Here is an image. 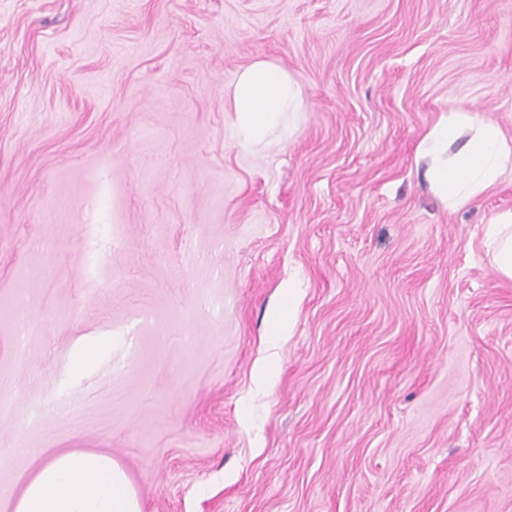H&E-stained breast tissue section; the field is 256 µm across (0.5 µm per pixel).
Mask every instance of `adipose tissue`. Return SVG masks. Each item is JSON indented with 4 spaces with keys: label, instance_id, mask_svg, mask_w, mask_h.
I'll return each instance as SVG.
<instances>
[{
    "label": "adipose tissue",
    "instance_id": "adipose-tissue-1",
    "mask_svg": "<svg viewBox=\"0 0 512 512\" xmlns=\"http://www.w3.org/2000/svg\"><path fill=\"white\" fill-rule=\"evenodd\" d=\"M236 139L249 148L271 133L287 138L303 104L288 72L258 61L234 89ZM426 177L449 210L456 211L512 173V137L490 121L452 111L421 140ZM486 245L500 276L512 280V211L492 216ZM12 512H141L125 472L111 457L91 451H61L47 457L11 502Z\"/></svg>",
    "mask_w": 512,
    "mask_h": 512
}]
</instances>
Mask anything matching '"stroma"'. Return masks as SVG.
Wrapping results in <instances>:
<instances>
[{
  "label": "stroma",
  "instance_id": "stroma-1",
  "mask_svg": "<svg viewBox=\"0 0 512 512\" xmlns=\"http://www.w3.org/2000/svg\"><path fill=\"white\" fill-rule=\"evenodd\" d=\"M260 60L304 114L246 149ZM452 110L512 136V0H0V512L65 450L142 512H512V177L449 212ZM485 237L497 272L512 280V211L492 216L487 223Z\"/></svg>",
  "mask_w": 512,
  "mask_h": 512
}]
</instances>
